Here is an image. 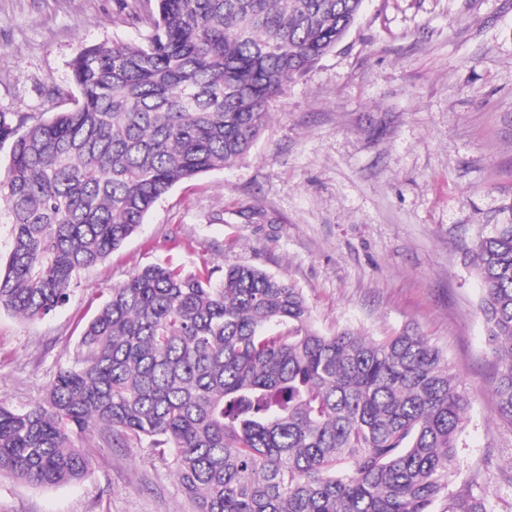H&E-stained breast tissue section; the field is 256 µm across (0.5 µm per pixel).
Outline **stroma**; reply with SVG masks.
<instances>
[{"mask_svg": "<svg viewBox=\"0 0 512 512\" xmlns=\"http://www.w3.org/2000/svg\"><path fill=\"white\" fill-rule=\"evenodd\" d=\"M137 8L0 0V112L68 107L78 49L141 42ZM510 221L512 0H364L336 49L285 87L246 158L173 187L50 315L0 311V400H39L105 289L137 269L252 264L302 290L321 332L410 329L447 353L470 397L458 466L491 512H512V425L496 414L470 261L487 225ZM74 445L86 478L37 487L2 474L0 512H193L172 455L96 432Z\"/></svg>", "mask_w": 512, "mask_h": 512, "instance_id": "stroma-1", "label": "stroma"}]
</instances>
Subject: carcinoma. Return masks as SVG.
I'll return each instance as SVG.
<instances>
[{
	"instance_id": "cac0c4a2",
	"label": "carcinoma",
	"mask_w": 512,
	"mask_h": 512,
	"mask_svg": "<svg viewBox=\"0 0 512 512\" xmlns=\"http://www.w3.org/2000/svg\"><path fill=\"white\" fill-rule=\"evenodd\" d=\"M364 0H139L141 43L72 62L80 98L50 116L0 112V309L42 319L180 182L244 159L289 81L334 50ZM512 423V223L472 249ZM468 397L447 355L404 330L320 332L300 289L250 264L147 265L85 326L28 408L0 401V474L84 478L72 443L173 452L194 512H488L456 464ZM456 492H450V488Z\"/></svg>"
}]
</instances>
